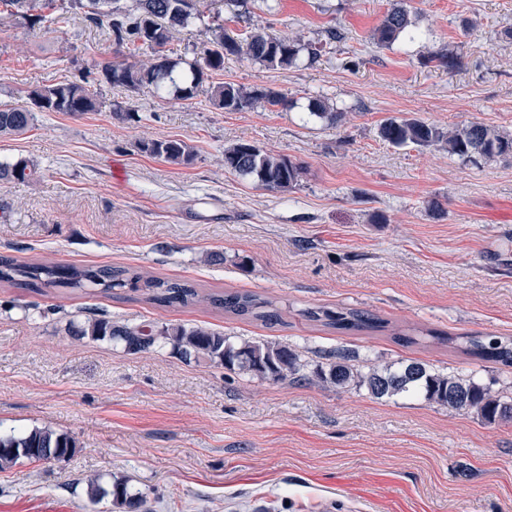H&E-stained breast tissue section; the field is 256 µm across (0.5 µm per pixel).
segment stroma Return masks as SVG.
Listing matches in <instances>:
<instances>
[{"instance_id": "stroma-1", "label": "stroma", "mask_w": 512, "mask_h": 512, "mask_svg": "<svg viewBox=\"0 0 512 512\" xmlns=\"http://www.w3.org/2000/svg\"><path fill=\"white\" fill-rule=\"evenodd\" d=\"M392 0H201L165 54L186 71L208 28L261 26L343 38L310 66L272 69L226 59L221 81L270 89L289 111L257 103L227 112L210 98L175 99L145 85L107 84L111 33L60 0L40 26L0 18V103L88 80L94 111L35 112L32 128L0 137V162L29 160L30 180L0 182V255L20 262L112 265L200 292H252L282 324L206 304L158 306L128 289L87 295L0 283V432L49 426L77 448L59 463L0 472V512H125L90 502L86 481L130 480L152 512H512V422L489 425L407 395L274 384L186 361L171 348L130 354L70 335L97 313L132 325H204L234 340L290 345L310 365L339 346L364 365L417 359L512 397V368L462 353L443 335L512 336V160L472 164L441 146L395 148L379 126L415 117L448 131L482 122L512 134V0H404L422 40L388 48L372 29ZM454 50L446 71L432 52ZM326 95L346 113L309 115ZM134 110L130 121L117 111ZM179 139L175 165L141 151ZM246 141L300 164L295 188L270 191L224 167ZM358 308L385 330L341 332L305 309ZM411 344H403L402 335ZM140 146L143 152L171 164H188L194 157L192 148L179 139L143 141Z\"/></svg>"}]
</instances>
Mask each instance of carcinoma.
I'll list each match as a JSON object with an SVG mask.
<instances>
[{
	"label": "carcinoma",
	"mask_w": 512,
	"mask_h": 512,
	"mask_svg": "<svg viewBox=\"0 0 512 512\" xmlns=\"http://www.w3.org/2000/svg\"><path fill=\"white\" fill-rule=\"evenodd\" d=\"M55 0H0L10 16L22 17L30 27L41 23L46 9ZM72 8L82 10L86 18L98 27L108 29L116 47L131 45L135 50L150 55V61L108 62L101 68L106 82L136 90L151 85L157 91L171 85L178 100L195 97L205 78L224 71L228 56L247 58L270 68L296 67L312 64L322 55L325 46L342 38L338 30H327V40L313 42L299 32L273 35L263 27L232 37L218 23L210 28V36L196 58L189 64L188 76L174 77L178 63L162 54L170 33L185 28L197 18V7L187 8L186 0H133V7L121 0H69ZM415 23L407 9L394 3L371 32L370 39L381 47H390L403 36L415 38ZM439 66L453 71L462 64L453 50L434 54ZM212 98L228 112H243L263 101L271 107L290 110L295 101L272 90H249L223 82L213 87ZM31 104L44 112H64L81 115L95 110V93L77 82L45 86L29 93ZM309 114L326 118L334 124L345 119L344 112L330 107L321 99L307 105ZM33 113L19 105H0V136H16L31 126ZM380 137L397 148L415 145L429 147L444 144L448 154L465 161L479 158H512V135L484 123L471 122L461 128L443 132L418 118H388L380 125ZM141 150L171 164H188L194 152L179 139L141 142ZM224 167L243 177H250L268 190H288L297 185L302 167L285 156L273 155L259 147L238 142L224 148ZM34 168L25 159L14 163H0V181H24L33 176ZM0 282L19 288L38 291L43 287H70L72 289L109 292L128 288L146 295V301L163 307H187L206 303L240 317H251L266 325L282 322L281 311L272 302L251 292L200 293L186 283L146 278L134 268L102 266H75L71 264L19 263L0 257ZM304 315L311 321L345 331H376L386 322L364 310L343 308L307 309ZM74 336L90 337L94 341L116 340L124 344L130 354L148 352L161 344L184 360L206 361L221 365L230 372L246 373L275 384H321L344 390L356 383L366 386L376 398H391L401 394L421 396L429 402L456 412H475L488 424L512 420V402L491 394L490 390L471 377L443 374L430 370L425 364L410 360L392 370L371 368L360 372L356 353L341 346L336 348L328 366L307 371L308 363L285 344L272 342H236L224 333L203 326L165 325L130 326L114 323L95 314L71 330ZM454 343L462 341L461 351L481 359L512 366V338L500 336L465 335L462 338L445 337ZM76 440L55 429L44 426L18 435H0V471L12 468L21 459L36 463L49 455L71 456ZM113 499L130 509L141 512L146 496L130 492L125 481L103 489L98 480L88 481L91 501L99 496Z\"/></svg>",
	"instance_id": "cac0c4a2"
}]
</instances>
